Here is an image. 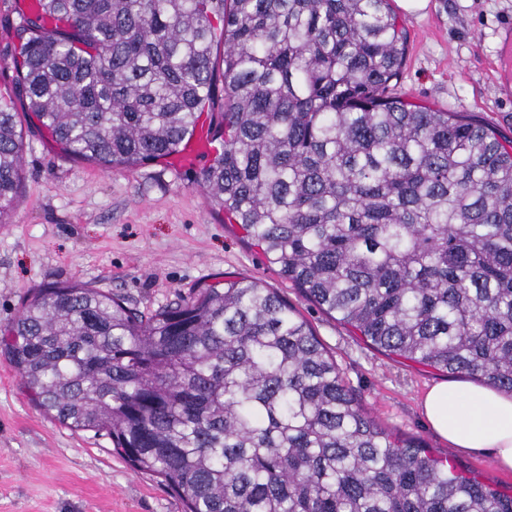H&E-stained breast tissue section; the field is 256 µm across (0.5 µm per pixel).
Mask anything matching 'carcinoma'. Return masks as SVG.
<instances>
[{
  "instance_id": "carcinoma-1",
  "label": "carcinoma",
  "mask_w": 512,
  "mask_h": 512,
  "mask_svg": "<svg viewBox=\"0 0 512 512\" xmlns=\"http://www.w3.org/2000/svg\"><path fill=\"white\" fill-rule=\"evenodd\" d=\"M16 88L69 156L132 170L224 102L199 187L279 274L374 346L512 392V144L394 92L390 0H39ZM223 45L221 62L216 49ZM0 96V217L22 178ZM4 353L35 404L105 434L186 512H512L362 409L336 360L246 277L145 314L41 288Z\"/></svg>"
}]
</instances>
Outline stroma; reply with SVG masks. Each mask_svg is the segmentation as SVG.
Here are the masks:
<instances>
[{"mask_svg":"<svg viewBox=\"0 0 512 512\" xmlns=\"http://www.w3.org/2000/svg\"><path fill=\"white\" fill-rule=\"evenodd\" d=\"M18 0H0V92L23 129L22 185L0 223V330L37 289L84 283L152 312L209 285L247 276L277 292L335 358L346 384L386 432L422 440L450 464L512 492L492 453L449 447L421 398L448 372L389 355L313 304L225 223L197 184L201 165L169 159L107 170L67 156L15 88ZM405 99L460 112L512 141V0H430L401 14ZM0 512H184L161 478L134 471L106 435L73 431L32 402L0 354Z\"/></svg>","mask_w":512,"mask_h":512,"instance_id":"1","label":"stroma"}]
</instances>
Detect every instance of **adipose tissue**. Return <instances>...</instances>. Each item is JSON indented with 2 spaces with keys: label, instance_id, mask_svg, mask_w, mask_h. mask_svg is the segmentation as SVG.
<instances>
[{
  "label": "adipose tissue",
  "instance_id": "obj_1",
  "mask_svg": "<svg viewBox=\"0 0 512 512\" xmlns=\"http://www.w3.org/2000/svg\"><path fill=\"white\" fill-rule=\"evenodd\" d=\"M426 421L449 446L491 452L512 471V394L489 385L443 382L421 400Z\"/></svg>",
  "mask_w": 512,
  "mask_h": 512
}]
</instances>
